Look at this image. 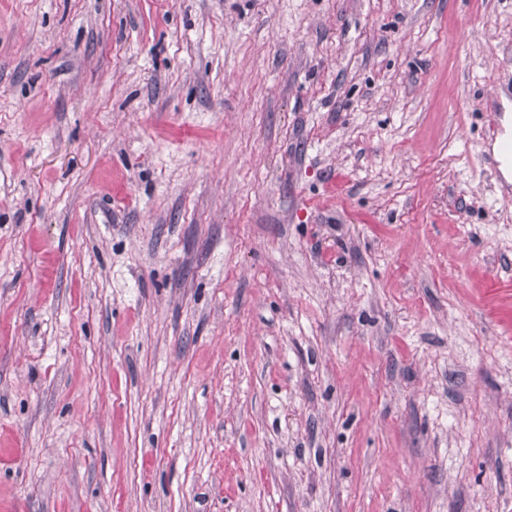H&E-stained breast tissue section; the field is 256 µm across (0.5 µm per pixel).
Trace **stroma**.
Returning <instances> with one entry per match:
<instances>
[{"instance_id":"obj_1","label":"stroma","mask_w":512,"mask_h":512,"mask_svg":"<svg viewBox=\"0 0 512 512\" xmlns=\"http://www.w3.org/2000/svg\"><path fill=\"white\" fill-rule=\"evenodd\" d=\"M507 83L512 0H0V512H512ZM491 99H494L498 104V109L494 112L496 117L494 120L495 137L492 141L504 138L500 147L501 157L505 163L510 165L512 172V113H510L512 112V89L510 87L503 89L499 86L491 91ZM503 100L510 103V112H505ZM505 119H507L509 126L503 123Z\"/></svg>"}]
</instances>
